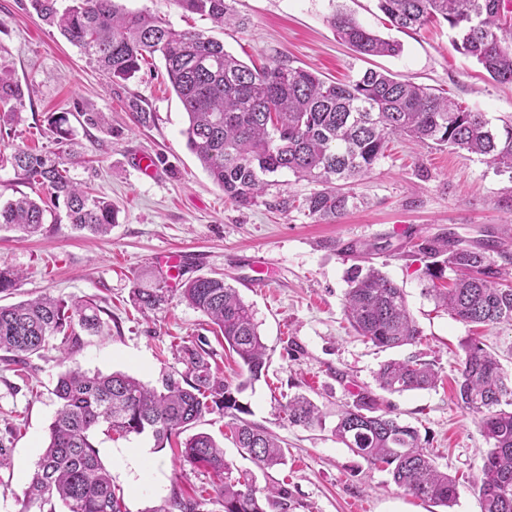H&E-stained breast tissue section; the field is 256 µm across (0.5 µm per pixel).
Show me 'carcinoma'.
Here are the masks:
<instances>
[{
	"instance_id": "obj_1",
	"label": "carcinoma",
	"mask_w": 512,
	"mask_h": 512,
	"mask_svg": "<svg viewBox=\"0 0 512 512\" xmlns=\"http://www.w3.org/2000/svg\"><path fill=\"white\" fill-rule=\"evenodd\" d=\"M512 0H377L378 9L401 31L445 22L456 50L473 58L488 76L512 84ZM36 15L114 82L127 81L149 58L158 56L165 75L188 118L183 134L224 198L238 207L258 203L264 177L288 171L320 185L301 206L308 215L338 222L355 204L351 186L370 174L394 137L442 148L461 149L485 158L499 172L512 174V121L496 126L481 112L431 89L369 70L348 83L327 82L316 73L284 65L250 67L224 49V43L192 30H178L145 10L132 11L120 0H29ZM185 13L226 26L235 14L226 0H174ZM336 35L356 52L395 56L401 44L364 27L336 10L329 17ZM24 108V91L10 68L0 63V120L11 123ZM57 149L17 150L9 158L24 183L47 187L63 197L72 229L107 234L117 223L111 201L73 182L67 165L75 154L76 130L68 113L48 117ZM45 208L22 195L0 201V230L26 236L43 232ZM424 274L441 279L454 274L452 287L435 289L438 302L467 324L512 325V284L505 283L512 252L493 240L466 243L452 234L428 237L417 245ZM498 255L503 264L493 258ZM344 313L365 341L379 348L412 345L421 331L405 294L373 266L353 267L347 277ZM179 297L208 318L238 357L237 385L212 368L213 353L204 344L177 349L182 372L162 376L149 387L123 372L90 373L77 365L57 380L58 408L49 425L47 444L28 486L17 499L18 512H125L93 443L100 429L111 438L149 433L159 448L181 447L185 460L205 468L218 480L217 501L224 512H271L281 506L279 492L258 491L247 479L232 476L224 448L207 433L179 440L198 420L216 411L232 417L231 437L260 469L283 463L277 438L242 418L248 410L237 394L260 380L266 351L253 311L224 277L198 276L181 284ZM173 296L164 278L137 282L131 300L141 313L165 308ZM104 310L85 299L40 296L0 306V351L6 360L26 367L54 340L61 361H71L82 335L100 336L109 328ZM437 372L409 358L391 360L375 376L390 394L426 390ZM457 402L480 417L490 448L475 483L482 512H512V378L477 339L465 346L456 389ZM289 423L319 422L317 406L306 397L288 400ZM336 440L374 465L385 467L393 483L407 494L450 508L458 497L454 478L438 470L421 444L416 428L398 421L368 389L357 393L334 429ZM207 498L174 497L152 512H203Z\"/></svg>"
}]
</instances>
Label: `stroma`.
<instances>
[{
  "label": "stroma",
  "mask_w": 512,
  "mask_h": 512,
  "mask_svg": "<svg viewBox=\"0 0 512 512\" xmlns=\"http://www.w3.org/2000/svg\"><path fill=\"white\" fill-rule=\"evenodd\" d=\"M239 25L220 28L211 20L182 12L174 0H127L175 28L205 32L242 61L283 64L313 71L332 81L387 72L433 88L492 121L512 117V84H500L474 59L457 52L447 24L404 32L392 28L376 0H227ZM344 10L363 26L398 40L396 56H364L338 40L328 23ZM0 61L25 92L20 119L0 127V154L15 149H52L51 113H105L108 127L77 135V155L69 175L119 209L109 234L74 232L67 221L46 222L42 235L23 238L0 232V268L20 271L12 293L0 304L49 295L91 298L112 316L105 336L85 337L75 353L84 369L121 371L153 386L163 372L180 369L177 346L206 340L225 380L238 383L236 355L224 349L208 319L180 299L154 315H142L130 292L138 276L164 272L160 257H182L181 279L222 274L251 305L266 346L264 380L239 394L248 421L284 442L287 461L259 469L229 436L230 416L206 415L194 432L220 439L234 476L257 488H281L275 512H482L474 483L487 447L478 417L455 397L464 346L481 337L512 376V326L476 327L453 319L428 291L423 262L413 260L421 239L452 232L463 241L500 235L512 224V176L464 150L421 147L393 139L373 171L353 186L361 203L339 221L325 224L307 212L286 207L302 199L314 183L283 172L270 176L259 203L240 208L225 200L186 146L187 115L161 75V63L144 66L136 78L110 82L80 50L42 22L29 0H0ZM138 100L155 113L154 124L137 125L128 107ZM159 156L157 175L137 167L140 156ZM369 254L373 265L402 286L410 312L422 330L418 343L381 349L364 341L344 315L346 277L352 258L345 244ZM268 261L270 280L251 285L253 263ZM417 356L438 371L435 388L384 395L393 416L415 427L437 466L459 480L452 510L413 498L388 471L370 464L337 442V414L357 392L375 387L386 361ZM57 350L30 357L26 377L0 361V441L11 466L0 470V512H17L16 495L27 486L42 453L57 404L53 394L62 371ZM304 396L321 411L311 428L290 424L288 399ZM94 444L127 512H154L172 494L202 495L217 505L214 479L203 467L158 449L151 435L111 440L95 433Z\"/></svg>",
  "instance_id": "obj_1"
}]
</instances>
